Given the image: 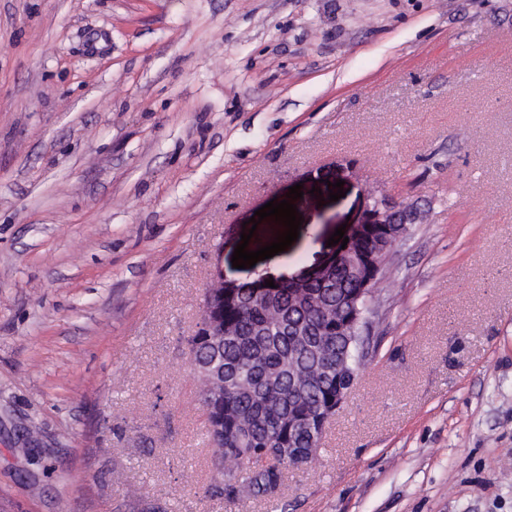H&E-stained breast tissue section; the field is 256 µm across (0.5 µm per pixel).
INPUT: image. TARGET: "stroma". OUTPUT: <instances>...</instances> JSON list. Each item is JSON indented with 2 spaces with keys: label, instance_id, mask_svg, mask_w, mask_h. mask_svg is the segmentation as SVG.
Segmentation results:
<instances>
[{
  "label": "stroma",
  "instance_id": "1",
  "mask_svg": "<svg viewBox=\"0 0 512 512\" xmlns=\"http://www.w3.org/2000/svg\"><path fill=\"white\" fill-rule=\"evenodd\" d=\"M383 196L421 219L316 458L205 496L216 269ZM0 512H512V0H0Z\"/></svg>",
  "mask_w": 512,
  "mask_h": 512
}]
</instances>
